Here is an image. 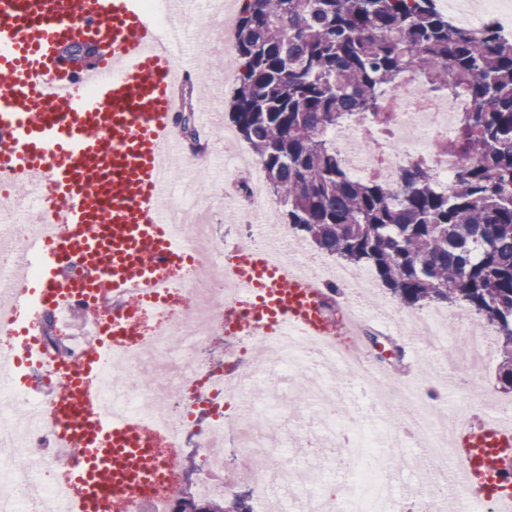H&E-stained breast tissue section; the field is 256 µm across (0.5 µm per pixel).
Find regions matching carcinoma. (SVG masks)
Returning a JSON list of instances; mask_svg holds the SVG:
<instances>
[{"label":"carcinoma","instance_id":"carcinoma-1","mask_svg":"<svg viewBox=\"0 0 512 512\" xmlns=\"http://www.w3.org/2000/svg\"><path fill=\"white\" fill-rule=\"evenodd\" d=\"M230 118L294 234L376 274L409 307L463 304L497 331L512 388V39L451 30L436 0H242ZM417 72L466 94L443 188L412 162L399 190L351 177L326 130L378 114V92ZM175 512H252L239 497L178 498Z\"/></svg>","mask_w":512,"mask_h":512}]
</instances>
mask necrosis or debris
<instances>
[{
	"label": "necrosis or debris",
	"mask_w": 512,
	"mask_h": 512,
	"mask_svg": "<svg viewBox=\"0 0 512 512\" xmlns=\"http://www.w3.org/2000/svg\"><path fill=\"white\" fill-rule=\"evenodd\" d=\"M503 0H443L442 10L454 29L494 26L505 36L512 35V15L501 11ZM384 119L373 115L352 117L348 124L330 130L328 137L336 146L347 171L356 178L379 181L398 188L401 172L409 161L427 158L441 184H449L462 164L461 157L444 152L441 145L458 132V121L470 111L471 101L462 95H448L425 88L419 74H405L394 88L384 90ZM247 209L243 223L264 224L274 259L288 254L289 241L278 231L268 198L250 189L246 192ZM180 232L204 263L203 269L189 274L172 272L170 302L158 307L146 305L137 315L146 345L136 353L116 352L112 368L99 381L109 415L133 416L156 430L161 445L174 458H181L187 439H194L202 450V465L193 491L203 500L225 498L233 488L224 480L226 444L243 450L240 462L242 479L252 481L258 489L271 491L288 475V458L282 449L266 442L261 426L268 411H279L276 391L292 382L297 365L317 359L320 366L351 372L359 359L354 345L336 341L312 342L295 333L285 332L274 349L281 370L267 387L248 388L242 380V366L258 342L255 329L224 332V362L216 364L207 353L212 333L224 322V298L233 295L230 258L233 247L211 236L205 225L184 224ZM417 330L429 336L432 348L438 349L436 369L429 377L405 385L387 380L378 384L365 377L363 391L376 394L384 390L380 402V421L370 431L347 424L337 426L340 406L336 401V383L324 384L322 426L325 436L344 451V459L359 456L365 463L351 474L339 494L328 491L326 470L308 458V478L302 487L290 489L288 497L298 512H401L384 478L381 461L397 453L402 442L413 440L422 450L421 467L425 473L414 497L420 512H435L443 498H452L456 512H473L471 500L456 492L450 480L453 457L448 437L441 431L439 410L431 403L429 390L467 384V400L484 398L473 375L479 363L493 351L489 333L468 334L472 352L467 362L448 359L441 354L446 329L434 328L432 316L413 321ZM161 371L167 378L163 388H145V374ZM34 396L21 388L0 387V512H39V501H52L57 512H66L68 481L58 479L59 465L35 469L32 449L44 446L47 431L35 426L20 428L18 415L31 407ZM209 403L214 413L207 426L191 420L192 408ZM233 412H225V404Z\"/></svg>",
	"instance_id": "necrosis-or-debris-1"
}]
</instances>
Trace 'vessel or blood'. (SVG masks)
Listing matches in <instances>:
<instances>
[{"mask_svg":"<svg viewBox=\"0 0 512 512\" xmlns=\"http://www.w3.org/2000/svg\"><path fill=\"white\" fill-rule=\"evenodd\" d=\"M81 40L102 48L95 64L69 57ZM184 49L155 27L141 0H0V184L41 186L55 200L45 229L25 237L7 273L0 330L24 343L0 357V386L40 392L51 447L77 449L71 512H112L113 495L126 492L150 503L172 466L139 419H107L98 378L110 349L141 344L136 289L166 287L169 272L191 259L169 222L164 176ZM235 275L250 304L226 305V322L247 317L274 338L287 328L316 340L334 334L321 309L324 284L264 248L238 247ZM114 297L124 298L122 313L81 359L49 362V388L25 375L44 352L33 328L19 327L22 309H106ZM453 456L457 488L512 512V419L490 414L464 427Z\"/></svg>","mask_w":512,"mask_h":512,"instance_id":"b4317fda","label":"vessel or blood"}]
</instances>
